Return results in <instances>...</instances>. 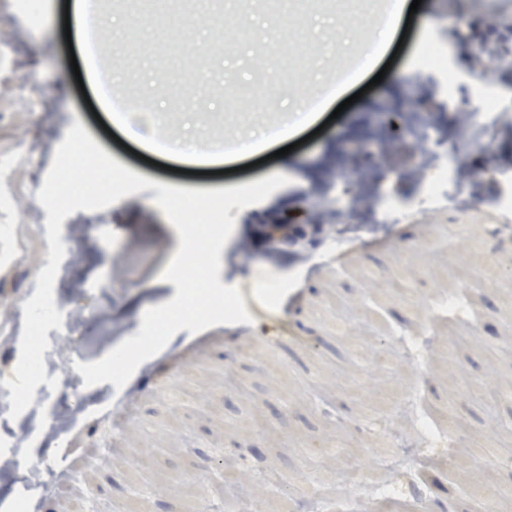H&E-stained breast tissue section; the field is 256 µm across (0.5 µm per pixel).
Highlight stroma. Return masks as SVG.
<instances>
[{
    "label": "stroma",
    "instance_id": "1",
    "mask_svg": "<svg viewBox=\"0 0 512 512\" xmlns=\"http://www.w3.org/2000/svg\"><path fill=\"white\" fill-rule=\"evenodd\" d=\"M66 0H0V153L24 145L11 174L10 201L0 204V512H71L75 501L95 499L102 512H209L225 467L243 471L254 488V512H286L310 482L335 496L331 461H309L313 440H329L347 459L371 464L370 425L390 413L377 397L416 400L426 411L448 408L460 430L454 452L437 453L427 472V512H472L474 442L512 450V403H500L489 428L491 397L464 390L467 381L512 389V293L484 289L475 325L440 309L438 299L469 286L475 249L512 265V240L492 239L495 226L512 227L501 192L512 178V14L489 0H422L407 30L383 40L384 54L354 82L340 86L325 107L298 122L290 102L274 109L259 100L263 86L335 83L346 60L365 44L339 29L340 9L370 0H281L270 10L251 0H138L132 12L112 15V51L135 49L114 72L139 91L153 137L180 141L179 160L146 162L149 141L133 150L107 132L86 103L97 76L73 72L84 32L65 28ZM241 16L264 43L236 37L225 18ZM75 49H68V41ZM338 41L341 57L318 55ZM442 45L455 74L418 63L426 43ZM238 76L240 97L227 111L224 74ZM381 83H374L375 75ZM502 95L499 111L483 115L487 94ZM426 102L418 121L435 135L414 144L395 122L413 99ZM482 114L489 137L460 128L459 113ZM291 121L287 140L266 143L265 160L224 153L200 174L195 156L212 136H260ZM128 170L151 181L189 190L240 187L287 173L290 182L265 201L231 209L235 229L221 252L222 284L252 300V325H216L175 334L156 357L141 364L123 389L105 382L89 388L75 362L102 359L135 336L147 308L174 298L161 274L180 246L176 228L154 205L156 190L125 196L98 211L79 210L62 223L66 253L54 286L62 329L47 333L48 378L32 405L10 418V390L23 330V305L35 293L37 271L49 252L47 212L37 193L57 146L74 124ZM296 148L286 156V143ZM371 151L383 176L356 190L344 178L352 148ZM463 168L470 182L449 178L427 195L422 162ZM386 231L337 248L328 225L378 224ZM413 273L409 295L396 289L401 268ZM293 291L289 312L277 296ZM350 329L337 333L334 324ZM405 333L429 342L428 371L373 368L371 357ZM356 390H349L351 381ZM108 417L111 440L99 434ZM55 460L33 473L31 463Z\"/></svg>",
    "mask_w": 512,
    "mask_h": 512
}]
</instances>
